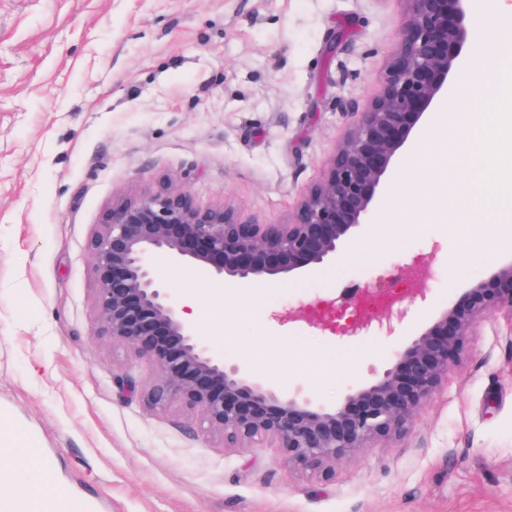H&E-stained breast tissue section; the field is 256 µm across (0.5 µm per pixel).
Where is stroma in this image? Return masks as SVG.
<instances>
[{
  "label": "stroma",
  "mask_w": 512,
  "mask_h": 512,
  "mask_svg": "<svg viewBox=\"0 0 512 512\" xmlns=\"http://www.w3.org/2000/svg\"><path fill=\"white\" fill-rule=\"evenodd\" d=\"M402 0H0V464L32 501L92 512H512V327L469 336L399 437L321 478L265 442L225 447L181 406L151 405L155 365L94 333L90 239L113 198L159 181L198 206L284 224L376 92ZM398 152L369 232L336 278L216 294L164 255L198 336L336 405L463 288L512 257V219L433 222ZM434 254L426 298L361 335L291 310L347 304Z\"/></svg>",
  "instance_id": "stroma-1"
}]
</instances>
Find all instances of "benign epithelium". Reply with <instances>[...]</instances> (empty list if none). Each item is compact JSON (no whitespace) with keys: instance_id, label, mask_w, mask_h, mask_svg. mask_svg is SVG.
Here are the masks:
<instances>
[{"instance_id":"benign-epithelium-1","label":"benign epithelium","mask_w":512,"mask_h":512,"mask_svg":"<svg viewBox=\"0 0 512 512\" xmlns=\"http://www.w3.org/2000/svg\"><path fill=\"white\" fill-rule=\"evenodd\" d=\"M404 2L399 41L377 93L288 223L246 220L230 204L202 209L188 192L163 183L113 201L90 241L95 332L156 366L148 400L196 412L228 447L272 440L288 462L325 477L372 443L404 432L447 382L482 320L499 313L512 319V259L431 315L382 373L348 387L333 407L301 384L283 388L214 353L156 280L152 259L165 253L213 288H249L319 273L363 233L397 152L448 95L462 50L475 37L470 0Z\"/></svg>"}]
</instances>
